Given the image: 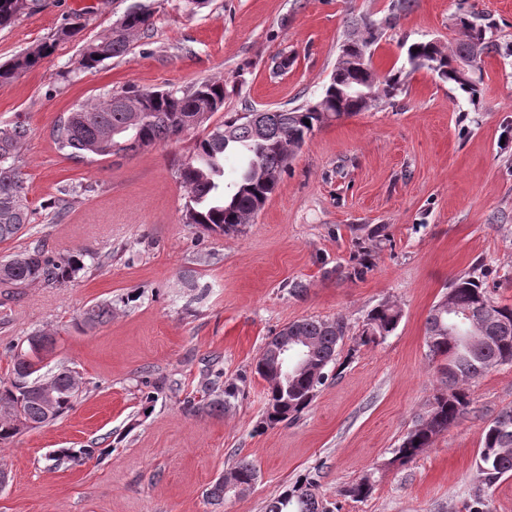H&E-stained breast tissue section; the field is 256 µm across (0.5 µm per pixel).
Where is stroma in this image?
<instances>
[{
    "label": "stroma",
    "instance_id": "obj_1",
    "mask_svg": "<svg viewBox=\"0 0 512 512\" xmlns=\"http://www.w3.org/2000/svg\"><path fill=\"white\" fill-rule=\"evenodd\" d=\"M152 29L128 54L80 69L97 41L134 4ZM459 0H412L379 42L374 67L403 69L404 89L309 135L254 221L234 235L186 223L174 162L203 128L179 140L101 158H68L53 129L87 101L130 85L185 89L224 82L226 114L293 108L322 96L351 18L374 20L390 0H45L0 29V63L47 41L75 14L83 25L35 69L0 83V126L25 122L18 166L31 222L0 244V260L43 244L85 254L62 285L10 289L0 307V378L10 347L48 330L49 370L82 380L68 414L0 446V512H265L282 488L319 473V497L338 512H466L479 480L484 428L512 407V365L476 379L472 410L435 444L401 465L392 451L443 386L425 321L452 280H479L512 306V0H468L500 45L487 58L481 94L426 69H405L406 47L455 35ZM285 59L276 74L275 61ZM383 234L368 239L371 228ZM365 266L362 277L352 270ZM303 294H293L294 285ZM112 304L110 322L78 328L84 308ZM402 311L384 341L354 348L366 314ZM343 319L340 376L321 386L290 424L261 427L267 382L254 364L268 336L304 318ZM223 370L240 392L223 414L190 412L209 397L206 376ZM62 448L104 456L55 462ZM258 479L244 496L210 505L205 491L229 460ZM370 476L355 501L349 483Z\"/></svg>",
    "mask_w": 512,
    "mask_h": 512
}]
</instances>
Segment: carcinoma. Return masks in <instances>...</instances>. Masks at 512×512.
I'll return each mask as SVG.
<instances>
[{
    "label": "carcinoma",
    "instance_id": "cac0c4a2",
    "mask_svg": "<svg viewBox=\"0 0 512 512\" xmlns=\"http://www.w3.org/2000/svg\"><path fill=\"white\" fill-rule=\"evenodd\" d=\"M410 0H392L391 13L377 22L364 18L348 30L339 51L365 57V75L357 78L346 67H335L330 82L318 102L285 110L251 111L234 114L196 139L192 152L177 160L180 186L187 195L185 218L190 224L219 233L234 234L255 215L256 207L275 191L305 138L328 121L363 112L374 103L394 98L403 85V70L381 76L372 66L373 51L391 27L397 14L409 7ZM40 7V0H0V27L12 24L18 16ZM152 25L151 14L138 5L121 17L117 26L83 53L80 65L92 69L101 62L128 53L134 38ZM456 37L442 50L432 41L410 44L406 60L411 69L426 68L440 79L457 86L476 99L483 79L485 58L500 51L488 35V26L469 11L456 17ZM80 28L64 25L50 41L0 65V82H8L36 68L52 54L58 43L74 37ZM475 63L471 80L460 79L455 64ZM210 117L224 108V83L209 80L187 91L129 87L109 99L87 102L68 113L66 123L55 129L59 151L69 157L95 155L108 158L120 152L137 151L159 142L174 140L185 132L182 118L200 108ZM310 123H305V120ZM28 127L15 122L0 127V243L19 235L31 223L24 180L17 157L28 137ZM229 151L243 159L238 178L224 184V157ZM84 267L82 255L61 257L37 247L0 261V285L9 288L36 281L64 283ZM397 305L382 303L366 316L356 339L361 346L377 344L392 333L400 320ZM112 320V304L95 303L82 312L79 328L93 330ZM346 326L343 321L302 319L268 338L255 366V373L268 382V404L261 421L274 427L296 417L309 407L319 386L328 379L327 368L337 363ZM312 344L311 368L293 374L288 381L274 384L279 374L276 356L284 335ZM426 344L433 357L444 359L445 389L434 395L428 409L406 434L395 460L408 462L431 447L436 439L470 412V383L490 370L512 364V307L498 305L481 284L471 277L455 279L445 297L429 312L425 323ZM9 376L0 380V444L5 445L29 429L53 421L73 408L79 392L75 377L66 370H44L38 356L16 352ZM218 372L211 390H222L207 403L211 413H223L239 391L233 381L220 382ZM47 383L55 397L47 405L38 387ZM478 471L480 485L467 505L468 512H488L485 490L512 475V407L499 412L483 431ZM238 487V495L251 489L258 478L256 466L239 458L224 471ZM317 480L306 475L273 496L265 512H331L316 494ZM373 483L369 476L341 490V495L361 500L369 497Z\"/></svg>",
    "mask_w": 512,
    "mask_h": 512
}]
</instances>
